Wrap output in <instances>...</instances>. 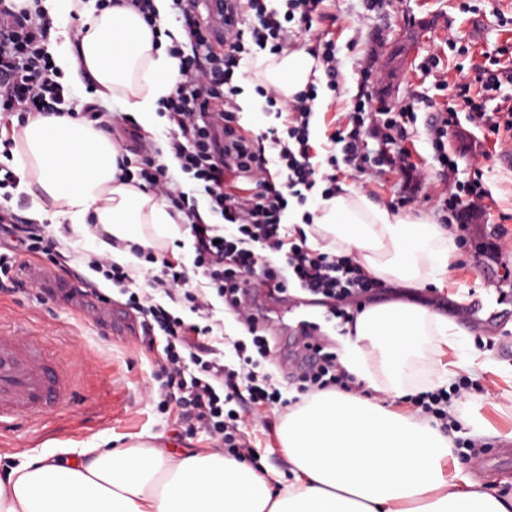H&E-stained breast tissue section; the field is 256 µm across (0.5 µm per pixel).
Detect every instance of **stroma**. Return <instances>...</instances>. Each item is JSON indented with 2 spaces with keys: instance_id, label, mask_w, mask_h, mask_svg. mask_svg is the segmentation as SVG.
Here are the masks:
<instances>
[{
  "instance_id": "stroma-1",
  "label": "stroma",
  "mask_w": 512,
  "mask_h": 512,
  "mask_svg": "<svg viewBox=\"0 0 512 512\" xmlns=\"http://www.w3.org/2000/svg\"><path fill=\"white\" fill-rule=\"evenodd\" d=\"M320 19L312 25L295 24L292 49L315 47L319 40L336 43L338 82L328 88L319 80L317 94L323 105L315 114L313 146L343 123L361 87L364 67L376 70L388 66L391 43L402 42L410 62L401 74L396 105L414 108L409 138L392 146V153L406 151L409 162L430 174L416 193L417 203L410 215L439 218L440 201L431 180L438 177L429 125L437 113L456 109L459 91L474 82L476 66H492L512 60V0H382L370 7L368 0H323ZM238 84L253 94L249 110L240 112V122L260 132L275 124L274 116L261 109L262 99L254 90L260 79L254 60H242ZM457 138L448 139L450 151L458 157L456 179L471 178L483 169L492 196L478 202L466 232L483 241L492 224L505 221L512 229V164H504L503 152L512 144L508 138L493 140L481 127L461 119ZM339 182L360 188L371 202L387 206L405 192L398 170L383 168L370 182L345 172ZM69 279L91 284L112 297L110 305L98 307L93 297L69 302L46 301L31 294L0 291V327L31 329L47 336L51 350L59 356L76 357L80 404H67L53 416H28L0 430V472L18 464L23 454L41 455L62 449L97 448L107 452L130 447L141 436L151 434L158 442L178 450L192 448L208 452L212 444L205 433L178 435L173 415L161 413L153 399L155 384L150 364L131 332L123 296L114 294L112 284L90 269L82 257L84 248L63 247ZM512 250L495 260L476 259L459 253L439 288H403L386 283L382 301H405L440 309L463 334V342L452 348L437 337H423L413 355L414 366L403 384L413 395L429 389L432 364L445 366L449 377L465 375L487 387L488 395L454 402V414L462 421L461 435L477 439L484 446L483 462L470 459L465 450L455 452L463 474L491 482L512 494V454L504 455V435L512 431V298L501 302L502 321L482 324L460 316L456 307L466 304L470 290L493 283L512 289ZM281 421L275 411L248 423L253 453L248 463L258 471L278 474L282 483L295 479L281 449L277 428Z\"/></svg>"
}]
</instances>
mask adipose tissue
<instances>
[{
    "label": "adipose tissue",
    "mask_w": 512,
    "mask_h": 512,
    "mask_svg": "<svg viewBox=\"0 0 512 512\" xmlns=\"http://www.w3.org/2000/svg\"><path fill=\"white\" fill-rule=\"evenodd\" d=\"M88 30L56 50L64 72H82L101 99L120 100L151 129L170 92L178 62L154 48L140 15L125 6L82 12ZM259 76L293 100L322 75L313 52L260 60ZM18 188L30 197L28 217L69 222L75 245L134 262L130 245L156 246L178 235L166 203L118 181L123 154L104 131L50 115L30 121L12 151ZM306 231L311 249L354 253L373 276L407 288L441 283L456 246L447 230L401 217L353 186L319 201ZM124 248L112 247V240ZM429 308L392 302L365 308L344 345L342 363L366 387L397 392L421 336L455 335ZM295 474L273 493V476L218 451L172 454L151 441L79 458L25 457L0 476V512H512L495 486L448 474L452 442L430 421L399 416L386 405L339 391L319 393L289 414L279 431Z\"/></svg>",
    "instance_id": "1"
}]
</instances>
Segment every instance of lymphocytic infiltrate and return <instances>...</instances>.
<instances>
[{"label": "lymphocytic infiltrate", "instance_id": "1", "mask_svg": "<svg viewBox=\"0 0 512 512\" xmlns=\"http://www.w3.org/2000/svg\"><path fill=\"white\" fill-rule=\"evenodd\" d=\"M321 2L282 0L277 8L271 0H224L222 8L208 15L199 0H171L182 36L166 47L180 63L171 92L159 102L166 148L157 150L154 138L135 124L124 125L135 158L122 162L117 178L152 190L167 203L188 229L194 257L187 264L172 251L136 245L135 267L95 254L88 258L89 266L125 296L142 343L156 352L152 367L158 408L175 413L185 431L205 432L214 447L232 457L251 448L247 424L236 409L240 400L286 415L306 397L356 386L339 354L316 344L313 364L294 376L296 396L283 397L268 369V329L247 306V288L277 290L285 297L294 290L309 294L324 304L326 321L345 332L360 312L359 301L375 298L382 287L355 255L309 248L303 227L314 220L309 200L335 196L336 171L345 167L370 175L384 166L385 153L365 152V133L379 124L387 140L406 138L404 113H378L364 92L347 121L329 135L320 164L311 144L316 87L287 101L273 89L257 86L264 111L277 120L266 131L243 127L237 116L242 89L234 76L241 60L261 52L281 55L292 38L290 22H312ZM62 29L60 17L42 0H0L4 150L12 149L17 128L46 114L112 128L111 113L97 103L78 111L64 109L71 89L49 52L52 34ZM476 81L477 94L461 93L470 119L494 136L512 129V111L485 107L490 93L512 82V68H478ZM452 122V114L443 113L430 129L434 156L446 179L439 195L443 220L450 225L465 221L469 204L490 194L482 174L455 179L457 158L445 144ZM16 183L12 171L0 176V289L7 292L23 287L18 275L23 265L37 262L55 268L65 260L44 225L14 212L10 201ZM219 301L246 330L231 342L236 361L230 365L213 354V342L224 333L215 317ZM470 390L461 376L450 385L419 392L409 404L453 435L455 447L475 457L477 442L460 437L461 424L449 411L452 399Z\"/></svg>", "mask_w": 512, "mask_h": 512}]
</instances>
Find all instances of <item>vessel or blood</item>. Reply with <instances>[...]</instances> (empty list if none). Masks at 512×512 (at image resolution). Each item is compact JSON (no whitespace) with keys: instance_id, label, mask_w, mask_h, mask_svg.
<instances>
[{"instance_id":"vessel-or-blood-1","label":"vessel or blood","mask_w":512,"mask_h":512,"mask_svg":"<svg viewBox=\"0 0 512 512\" xmlns=\"http://www.w3.org/2000/svg\"><path fill=\"white\" fill-rule=\"evenodd\" d=\"M77 392L72 363L55 357L47 339L29 331H0V424L46 414L71 402Z\"/></svg>"}]
</instances>
